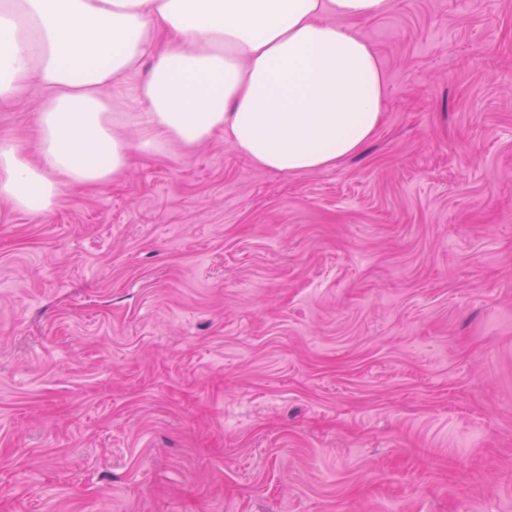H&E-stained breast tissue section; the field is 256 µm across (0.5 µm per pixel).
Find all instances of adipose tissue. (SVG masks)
<instances>
[{
	"label": "adipose tissue",
	"instance_id": "adipose-tissue-1",
	"mask_svg": "<svg viewBox=\"0 0 512 512\" xmlns=\"http://www.w3.org/2000/svg\"><path fill=\"white\" fill-rule=\"evenodd\" d=\"M391 0H0V101L45 90L39 162L0 146V198L47 213L133 153L223 132L276 173L336 167L382 120L384 71L355 24Z\"/></svg>",
	"mask_w": 512,
	"mask_h": 512
}]
</instances>
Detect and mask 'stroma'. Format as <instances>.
Instances as JSON below:
<instances>
[{
  "label": "stroma",
  "mask_w": 512,
  "mask_h": 512,
  "mask_svg": "<svg viewBox=\"0 0 512 512\" xmlns=\"http://www.w3.org/2000/svg\"><path fill=\"white\" fill-rule=\"evenodd\" d=\"M356 28L383 116L335 168L218 132L0 200V512H512V0Z\"/></svg>",
  "instance_id": "stroma-1"
}]
</instances>
